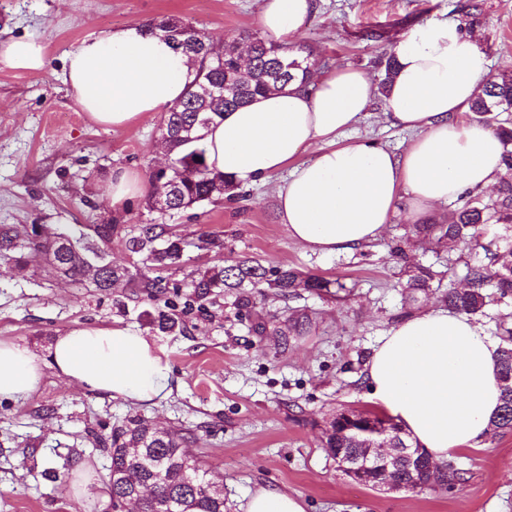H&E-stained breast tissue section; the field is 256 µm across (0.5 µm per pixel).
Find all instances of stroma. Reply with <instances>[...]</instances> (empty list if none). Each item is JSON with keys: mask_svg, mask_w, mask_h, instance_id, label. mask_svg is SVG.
<instances>
[{"mask_svg": "<svg viewBox=\"0 0 512 512\" xmlns=\"http://www.w3.org/2000/svg\"><path fill=\"white\" fill-rule=\"evenodd\" d=\"M314 0L313 17L297 39L330 68L352 67L377 76V62L395 38L425 20L448 21L476 32L490 74L512 66V0ZM260 0H0V42L41 40L47 64L39 71L0 66V224L129 226L147 222L143 199L112 204L104 187L114 169L149 179L163 166L159 115L112 129L92 121L63 81L65 59L100 31L175 15L214 41L241 40L260 30ZM383 41L366 40L369 31ZM373 104L353 130L401 152L409 132L390 125ZM244 200L188 209L174 217L191 241L180 267L157 269L169 284L246 253L266 266H292L346 283L343 300L305 295L293 304L314 318L311 332L278 344L282 303L236 310L216 298L184 309V298L149 301L121 283L102 293L46 273L32 257L0 266V340L48 355L57 336L82 327L127 328L146 336L168 365L166 389L133 403L71 382L44 367L29 396L0 399V512H112L106 456L99 437L141 418L175 432H191L189 452L224 487L225 512H244L256 489L288 491L305 512H512V432L491 433L452 461L464 480L452 490L382 492L353 482L320 446V428L347 409L376 411L365 381L380 339L402 318V263L393 246L405 242L410 261L433 266L444 282L463 284L476 253L408 239L410 223L395 215L375 243L336 255L294 244L281 224L273 184L247 186ZM217 236L224 249L195 248ZM178 324L157 328L159 313ZM263 322L265 335L253 327ZM89 484H75L78 469Z\"/></svg>", "mask_w": 512, "mask_h": 512, "instance_id": "35a3bbf8", "label": "stroma"}]
</instances>
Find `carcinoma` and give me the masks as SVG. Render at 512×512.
<instances>
[{
	"label": "carcinoma",
	"instance_id": "carcinoma-1",
	"mask_svg": "<svg viewBox=\"0 0 512 512\" xmlns=\"http://www.w3.org/2000/svg\"><path fill=\"white\" fill-rule=\"evenodd\" d=\"M160 32L175 49L198 63L197 77L180 105L165 113L160 128L165 130L161 143L171 156L172 168L151 176L152 191L146 209L153 218L124 232L116 224H84L66 227L55 236H37V225L23 229L13 224H0V265L21 264L31 253L50 258L54 274L109 292L119 282L131 279L129 271L112 264V237L129 253L140 258L148 269L178 267L184 262L190 243L172 231L167 219L192 206L218 200L243 198L239 184L222 175H214L205 163L202 147L204 131L224 112L246 104L259 94L283 89L306 78L316 62L301 47L277 45L257 34L247 35L249 63L241 64L239 45L235 42L215 44L203 32L177 16H166L148 24ZM395 53L380 59L383 67L378 82L385 90L396 68ZM479 122L497 120L503 138L504 162L512 169V70H504L489 79L469 108ZM166 207L156 206L158 198ZM512 224V180H504L495 196L476 194L442 219L431 224L414 225L413 233L438 247L457 246L471 249L479 245L481 230L491 225ZM393 253L403 261V314L414 313L416 295L432 287L438 273L431 268L410 263L401 245ZM468 287H448L440 295L450 310L476 318L485 309L512 298V239L495 250H487V261L467 266ZM343 287L323 276L293 267H266L253 257L243 256L229 264H216L191 279L190 294L184 307L209 299L216 291L233 298L238 310L254 307L253 289L267 288L273 297L284 302L300 296L304 290L323 295L330 288ZM136 287L148 299L168 292L169 284L142 276ZM312 317L305 309L285 311V327L276 335L286 343L292 336L310 332ZM499 336L498 370L501 381V405L492 424L493 432L512 431V318L506 316L496 325ZM396 431L394 446L410 448L400 424L390 416L376 417ZM189 437L160 430L143 419L112 430L110 436L97 440L106 451L112 512H123L125 502L138 494L144 484L155 488V495L141 501V512H224V490L209 477L208 469L186 451ZM322 447L331 455L342 448L358 453L367 447L366 436L354 431L336 433V419L322 428Z\"/></svg>",
	"mask_w": 512,
	"mask_h": 512
}]
</instances>
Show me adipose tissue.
Returning a JSON list of instances; mask_svg holds the SVG:
<instances>
[{"label": "adipose tissue", "instance_id": "adipose-tissue-1", "mask_svg": "<svg viewBox=\"0 0 512 512\" xmlns=\"http://www.w3.org/2000/svg\"><path fill=\"white\" fill-rule=\"evenodd\" d=\"M313 10L312 0H261L259 25L287 45ZM395 54L382 111L412 134L401 153L363 140L339 144L378 98L374 81L348 67L317 72L310 87L288 86L216 119L203 140L208 168L242 185L281 175V223L294 243L323 254L377 242L395 214L426 222L434 205L494 188L507 174L502 142L461 119L489 68L477 38L455 24L427 21L398 37ZM45 64L37 40L0 42L2 66L38 71ZM196 72V62L176 54L163 36L130 26L83 40L67 55L65 80L96 123L123 128L171 111ZM310 147L314 159L298 162ZM497 359V342L476 321L431 307L381 339L367 383L412 442L444 463L489 434L500 404ZM47 363L84 387L137 402L159 395L168 373L153 344L125 328L66 333L45 358L0 340V399L35 391Z\"/></svg>", "mask_w": 512, "mask_h": 512}]
</instances>
